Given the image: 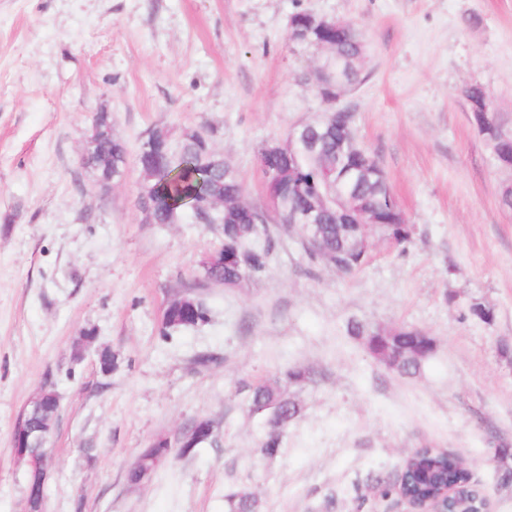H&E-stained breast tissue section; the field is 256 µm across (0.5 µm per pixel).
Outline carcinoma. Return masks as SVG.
<instances>
[{"label": "carcinoma", "instance_id": "cac0c4a2", "mask_svg": "<svg viewBox=\"0 0 512 512\" xmlns=\"http://www.w3.org/2000/svg\"><path fill=\"white\" fill-rule=\"evenodd\" d=\"M302 21L295 34L297 46L306 50L310 44L336 43V25L317 29L305 12L293 14ZM344 79L352 85L362 83L363 63L357 50L348 43L338 46ZM354 120V113L308 122L295 128L299 150L283 152L275 165L283 174L277 183L280 209L277 227L294 230L301 238L307 257L320 260L342 274H351L367 263L369 252L354 251L356 241L366 231L364 223L375 215L382 223L373 228L380 236L405 244L410 241L412 228L400 224V208L391 187L372 174L354 172L356 157L339 151L337 125L344 119ZM105 150L115 155L112 178L125 176L128 149L119 137L104 142ZM137 165L144 179L141 194L148 196L149 221L153 224H175L182 217H194L199 224L221 226L222 249L237 254V259L215 265L208 280L226 286L237 284L246 276L257 277L265 272L271 255V231L263 223L262 211L243 208L241 200L245 186L234 167L226 160L206 150L203 142L190 135L177 142L167 141L164 150L155 154H137ZM312 200L319 203L321 212L317 223L307 226L302 212ZM263 234L266 243L250 246L251 238ZM207 309L203 302L188 296L171 301L165 312V330L193 327L204 321ZM351 335L362 340L366 351L381 365L403 376H414L433 354L435 341L430 336H415L410 328H396L383 335L355 323ZM251 410L269 411L274 415L260 450L273 456L281 445L288 425L301 413L300 402L284 393L279 382H261L251 394ZM410 474L395 491L411 499L433 496L448 483L466 480L464 469H450L448 455L433 448H420L409 458ZM231 512H257V500L246 495L228 498Z\"/></svg>", "mask_w": 512, "mask_h": 512}]
</instances>
